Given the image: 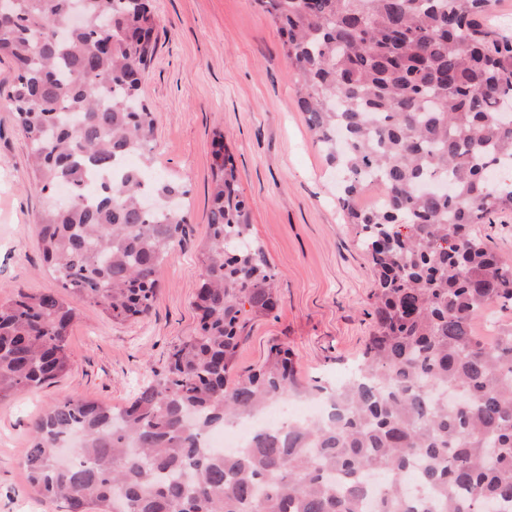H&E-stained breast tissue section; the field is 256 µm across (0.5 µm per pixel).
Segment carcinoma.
I'll list each match as a JSON object with an SVG mask.
<instances>
[{
	"label": "carcinoma",
	"mask_w": 512,
	"mask_h": 512,
	"mask_svg": "<svg viewBox=\"0 0 512 512\" xmlns=\"http://www.w3.org/2000/svg\"><path fill=\"white\" fill-rule=\"evenodd\" d=\"M13 0L0 56L41 192L36 224L63 294L0 299V401L69 371L77 304L116 321L148 314L157 270L186 224L182 183L145 180L155 112L140 98L156 20L148 0ZM297 71L296 103L374 271L372 331L357 375L317 421L259 433L239 455L200 438L297 390L291 353L269 348L230 378L249 324L275 308L279 278L250 233L237 169L213 141L209 244L198 334L122 409L69 396L33 422L28 484L65 512H512V257L473 230L512 212V36L495 0H257ZM128 152L139 166L80 191ZM501 171L491 180L488 173ZM386 199L362 208L365 179ZM419 471L407 484L408 469ZM487 22L512 36V0H497Z\"/></svg>",
	"instance_id": "cac0c4a2"
}]
</instances>
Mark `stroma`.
Segmentation results:
<instances>
[{
  "label": "stroma",
  "mask_w": 512,
  "mask_h": 512,
  "mask_svg": "<svg viewBox=\"0 0 512 512\" xmlns=\"http://www.w3.org/2000/svg\"><path fill=\"white\" fill-rule=\"evenodd\" d=\"M152 9L157 51L142 95L156 115L154 167L187 189L188 224L158 269L148 315L118 322L101 308L81 307L68 329V375L0 403V512H63L31 490L22 466L43 409L71 395L124 406L166 372L174 347L195 336L215 133H223L250 201L251 235L279 274L276 307L252 323L237 372L257 367L278 344L292 352L301 389L334 387L369 336L370 264L339 206L338 175L296 106V71L272 19L257 0H152ZM13 84L10 61H0L2 299L58 288L37 240L45 195L14 120Z\"/></svg>",
  "instance_id": "1"
}]
</instances>
